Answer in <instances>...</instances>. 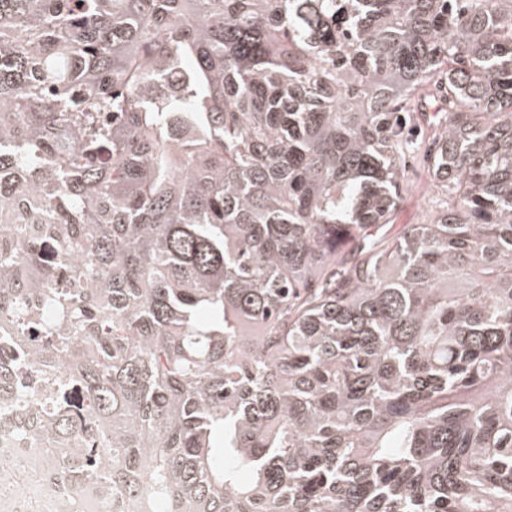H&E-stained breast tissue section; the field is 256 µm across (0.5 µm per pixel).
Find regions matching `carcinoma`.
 Listing matches in <instances>:
<instances>
[{"label": "carcinoma", "instance_id": "cac0c4a2", "mask_svg": "<svg viewBox=\"0 0 512 512\" xmlns=\"http://www.w3.org/2000/svg\"><path fill=\"white\" fill-rule=\"evenodd\" d=\"M4 319L50 492L512 512V0H0ZM404 177L408 183V189L404 194L400 208L393 216V231L403 224H427L438 210L433 202V190L429 178L415 163L406 168Z\"/></svg>", "mask_w": 512, "mask_h": 512}]
</instances>
